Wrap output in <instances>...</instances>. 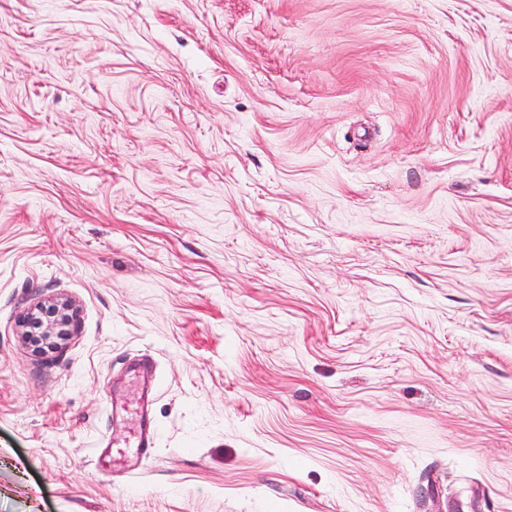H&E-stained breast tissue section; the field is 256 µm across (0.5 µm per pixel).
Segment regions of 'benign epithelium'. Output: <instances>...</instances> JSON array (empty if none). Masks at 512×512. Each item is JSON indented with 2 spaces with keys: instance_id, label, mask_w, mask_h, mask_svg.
<instances>
[{
  "instance_id": "obj_1",
  "label": "benign epithelium",
  "mask_w": 512,
  "mask_h": 512,
  "mask_svg": "<svg viewBox=\"0 0 512 512\" xmlns=\"http://www.w3.org/2000/svg\"><path fill=\"white\" fill-rule=\"evenodd\" d=\"M78 322V307L64 297L40 300L18 318L21 336L36 353L64 345L75 335Z\"/></svg>"
}]
</instances>
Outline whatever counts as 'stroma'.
<instances>
[{"label": "stroma", "mask_w": 512, "mask_h": 512, "mask_svg": "<svg viewBox=\"0 0 512 512\" xmlns=\"http://www.w3.org/2000/svg\"><path fill=\"white\" fill-rule=\"evenodd\" d=\"M0 512H512V0H0ZM78 322V307L64 297L37 301L18 318L21 336L36 353L64 345L75 336Z\"/></svg>", "instance_id": "1"}]
</instances>
